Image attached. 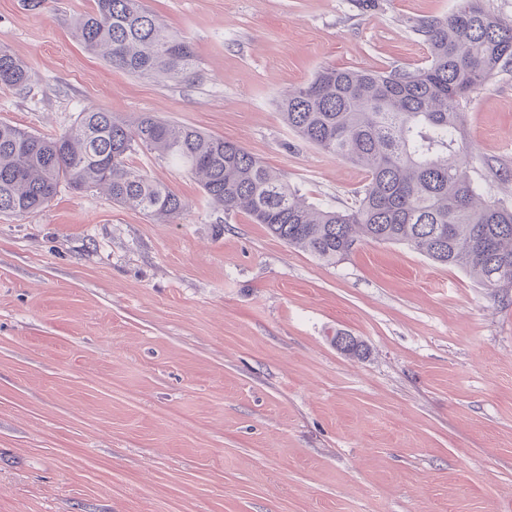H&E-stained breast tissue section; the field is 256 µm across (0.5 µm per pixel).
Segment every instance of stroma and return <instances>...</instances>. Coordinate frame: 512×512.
Here are the masks:
<instances>
[{"label":"stroma","mask_w":512,"mask_h":512,"mask_svg":"<svg viewBox=\"0 0 512 512\" xmlns=\"http://www.w3.org/2000/svg\"><path fill=\"white\" fill-rule=\"evenodd\" d=\"M144 2L190 41V78L85 49L73 24L93 0H0V42L34 74L0 87V122L52 137L91 106L148 112L338 209L364 172L301 141L277 98L325 67L422 66L417 23L458 5ZM461 108L470 177L512 195V65ZM129 162L186 209L159 223L64 187L0 213V512H512V288L397 244L330 265L155 154ZM339 331L365 355L337 350Z\"/></svg>","instance_id":"stroma-1"}]
</instances>
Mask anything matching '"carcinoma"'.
<instances>
[{"instance_id": "obj_1", "label": "carcinoma", "mask_w": 512, "mask_h": 512, "mask_svg": "<svg viewBox=\"0 0 512 512\" xmlns=\"http://www.w3.org/2000/svg\"><path fill=\"white\" fill-rule=\"evenodd\" d=\"M74 30L88 50L131 74L182 78L195 66L188 41L143 0H94ZM416 33L427 48L423 67H326L278 101L300 140L365 172L346 209L309 204L233 141L149 113L128 121L90 107L56 137L0 122V213H36L64 184L97 188L169 222L186 203L128 164L137 146L198 178L224 214L243 213L323 262H339L362 242L402 244L462 268L485 288H512V204L479 192L467 172L471 147L460 135L461 102L512 65V19L482 0H460L450 14L419 22ZM32 81L29 68L1 47L0 86L25 89Z\"/></svg>"}]
</instances>
